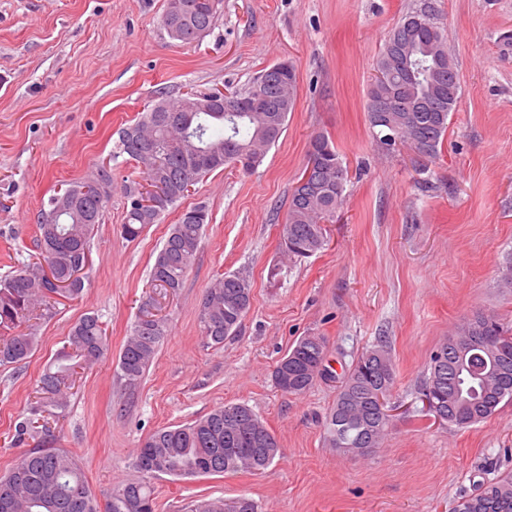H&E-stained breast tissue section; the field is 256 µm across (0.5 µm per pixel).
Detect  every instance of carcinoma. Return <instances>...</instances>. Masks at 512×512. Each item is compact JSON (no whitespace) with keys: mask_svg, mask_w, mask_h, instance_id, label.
Wrapping results in <instances>:
<instances>
[{"mask_svg":"<svg viewBox=\"0 0 512 512\" xmlns=\"http://www.w3.org/2000/svg\"><path fill=\"white\" fill-rule=\"evenodd\" d=\"M221 0H165L161 22L168 36L183 44L202 40L212 29ZM448 54L447 39L427 7L406 13L392 29L381 48L376 70L385 80L373 79L367 91L368 121L375 107L387 104L386 124L371 128L390 133L400 143H420L421 154L432 157L448 129L449 115L456 111L461 83L455 64L442 61ZM262 88L263 100L240 112L215 117L206 111H186L188 100L179 97L160 101L138 114L135 122L118 130L114 156L135 162L144 181L161 185L172 207L185 197L183 178L199 181L233 162L249 172L257 168L267 151L286 131L288 113L297 100L293 65L284 71L270 66L246 86L230 94L243 97ZM308 160L315 163L307 182L297 181L288 198L282 239L291 257H307L327 243L325 225L336 222L344 208V183L336 182V167L342 166L329 138L313 136ZM112 186L111 169L104 164L63 192L48 199L40 209L37 228L39 252L31 261L0 277V366L28 359L37 344L31 320L52 314L58 298L79 296L84 287L67 292L45 275L43 264L54 277L66 278L71 268L91 265L90 240L100 223L110 195L99 199L83 193L89 182ZM139 185L125 188L126 212L121 233L131 241L156 224L161 215L136 205ZM208 210L197 205L184 210L155 256L150 281H161L176 295L183 288ZM252 299L251 282L236 273H226L206 290L197 312L205 344L219 346L233 334ZM167 320L138 318L118 358V378L127 391L140 384L161 343L168 336ZM456 336L491 337L486 348L468 354L448 349L443 341L433 352L424 383L416 399H433L445 419L443 424L465 429L494 416L512 403V330L494 314L477 312L468 318ZM108 351L102 322L94 314L80 317L70 328L67 345L40 376L31 416L14 424L20 442L37 429L34 417L45 413L58 423L66 418L68 397L77 370L101 361ZM290 382L282 389L289 395L307 393L319 380L313 364L327 363L322 336H303L286 354ZM396 383L395 365L383 342L365 349L336 386V399L326 417L329 446L351 448L363 455L364 445L377 448L392 421L380 418L378 403L388 399ZM280 452L276 436L245 404L224 405L186 425L162 427L153 432L134 457L133 467L143 478L115 486L104 503L90 490L84 469L69 452L60 448H29L0 477V512H155L150 478L157 473L172 477H196L261 471ZM185 512H258L255 500L241 497L192 500ZM456 512H512V472L475 485L457 505Z\"/></svg>","mask_w":512,"mask_h":512,"instance_id":"1","label":"carcinoma"}]
</instances>
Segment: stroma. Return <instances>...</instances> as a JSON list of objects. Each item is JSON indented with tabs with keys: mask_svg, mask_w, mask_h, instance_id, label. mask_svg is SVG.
I'll return each mask as SVG.
<instances>
[{
	"mask_svg": "<svg viewBox=\"0 0 512 512\" xmlns=\"http://www.w3.org/2000/svg\"><path fill=\"white\" fill-rule=\"evenodd\" d=\"M424 4L461 81L433 158L382 145L366 112L380 49ZM163 9L164 0H0V276L35 256L43 202L96 164L112 168L82 294L60 299L55 316L38 323L26 362L0 366V476L22 447L61 448L102 499L136 478L132 459L157 429L245 404L280 443L272 465L156 476V512L240 496L260 512H452L477 481L512 471V404L459 430L420 417L415 399L432 352L472 313L512 322V289L498 281L512 261V0H223L212 30L192 45L168 36ZM281 61L295 67L297 101L262 164L213 172L137 240L123 238L124 188L140 173L114 156L117 129L159 92L240 88ZM318 133L348 171L347 202L326 227L325 249L294 262L281 224ZM198 204L209 222L183 288L169 296L151 287L150 269L182 210ZM228 272L250 280L251 307L236 335L209 347L197 310ZM148 301L167 316L169 334L131 393L117 382V361ZM87 313L104 325L106 359L82 374L65 421L15 445V420ZM310 334L325 337L337 374L377 339L391 350L397 411L367 456L327 445L335 382L301 396L273 385L278 360Z\"/></svg>",
	"mask_w": 512,
	"mask_h": 512,
	"instance_id": "stroma-1",
	"label": "stroma"
}]
</instances>
